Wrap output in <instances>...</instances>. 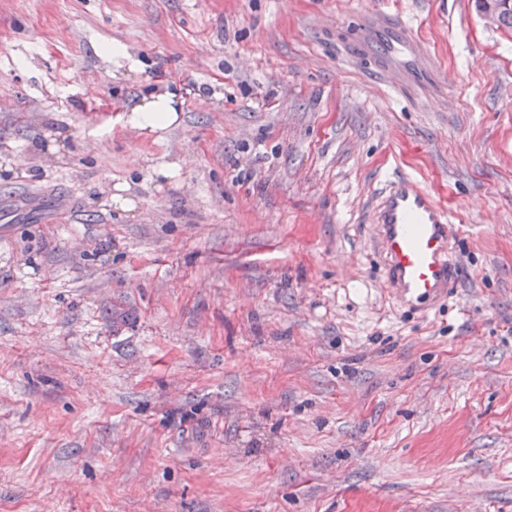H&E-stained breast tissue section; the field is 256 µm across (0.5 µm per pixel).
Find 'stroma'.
I'll list each match as a JSON object with an SVG mask.
<instances>
[{"mask_svg": "<svg viewBox=\"0 0 512 512\" xmlns=\"http://www.w3.org/2000/svg\"><path fill=\"white\" fill-rule=\"evenodd\" d=\"M379 14L427 84L363 54ZM164 87L179 125L124 124ZM404 173L460 227L426 311L372 222ZM0 512H512V31L474 0H0Z\"/></svg>", "mask_w": 512, "mask_h": 512, "instance_id": "1", "label": "stroma"}]
</instances>
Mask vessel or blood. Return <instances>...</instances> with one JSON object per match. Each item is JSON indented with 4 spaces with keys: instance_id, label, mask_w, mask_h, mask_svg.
Listing matches in <instances>:
<instances>
[{
    "instance_id": "obj_1",
    "label": "vessel or blood",
    "mask_w": 512,
    "mask_h": 512,
    "mask_svg": "<svg viewBox=\"0 0 512 512\" xmlns=\"http://www.w3.org/2000/svg\"><path fill=\"white\" fill-rule=\"evenodd\" d=\"M388 76L426 70V52L416 50L407 27L384 28L377 43ZM373 222L388 281L401 301L422 310L447 295L458 273L452 257L448 210L418 178L400 174L379 196Z\"/></svg>"
}]
</instances>
